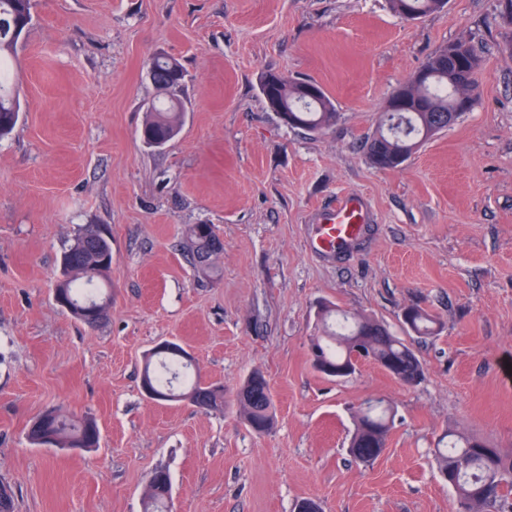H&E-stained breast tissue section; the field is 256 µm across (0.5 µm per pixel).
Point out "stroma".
Masks as SVG:
<instances>
[{"instance_id": "obj_1", "label": "stroma", "mask_w": 512, "mask_h": 512, "mask_svg": "<svg viewBox=\"0 0 512 512\" xmlns=\"http://www.w3.org/2000/svg\"><path fill=\"white\" fill-rule=\"evenodd\" d=\"M502 0H448L414 21L388 0H35L18 43L21 112L0 139V482L13 512H141L149 477L171 478L173 512H452L433 450L451 426L512 453V21ZM482 61L475 106L402 166L365 142L393 90L443 46ZM177 59L184 123L163 148L140 138L157 91L147 60ZM320 84L338 112L294 130L260 94L263 73ZM344 194L369 220L343 253L309 247ZM211 224V275L185 256ZM108 229L105 320L54 300L61 257L86 226ZM383 321L420 359L406 386L378 365L332 381L308 342L321 306ZM437 316L408 333L404 310ZM170 341L202 380L232 393L253 370L274 426L147 398L144 360ZM368 398L395 408L384 452H348ZM51 409L93 418L97 447L35 446ZM402 317L406 328L419 337L436 335L441 327L437 317L419 307L405 309Z\"/></svg>"}]
</instances>
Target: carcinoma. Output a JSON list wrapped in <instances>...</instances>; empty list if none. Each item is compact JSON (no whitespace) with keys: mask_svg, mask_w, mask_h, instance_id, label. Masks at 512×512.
Wrapping results in <instances>:
<instances>
[{"mask_svg":"<svg viewBox=\"0 0 512 512\" xmlns=\"http://www.w3.org/2000/svg\"><path fill=\"white\" fill-rule=\"evenodd\" d=\"M391 9L403 17L418 18L438 11L447 0H389ZM32 0H0V139L14 129L20 112V102L13 90V59L18 41L12 38V29L30 24ZM155 66L154 85L161 97L151 104L149 118L141 130V139L147 146L159 142L168 144L180 132L183 110L179 94L184 83V71L173 58H152ZM481 60L475 49L463 41L453 42L440 49L423 64L434 76L425 84L409 80L401 89L417 103V110L407 113L406 120L386 129L380 127L367 140L370 163L382 170L399 167L396 159L407 158L438 133L456 123L465 111L459 108L464 94H474L471 77L480 73ZM260 93L271 104L279 99L288 106L284 113L286 124L306 132H322L336 122V107L322 86L312 80H296L283 72H267L260 78ZM186 253L189 262L198 271L207 274L211 255L219 246L204 251L206 239H216L214 227L208 232L195 224L186 232ZM62 262L77 271V277L60 283L59 288L70 300L72 315L91 328L98 325L89 305L102 299L97 282L112 266V241L108 232L89 226L75 243L64 252ZM329 307L318 313L323 329L309 338L313 367L322 374L342 380L355 371L353 353L360 348L364 358L373 361L400 382L407 379L419 382L423 368L413 349L393 335L384 324L368 315H346L330 326ZM403 324L419 337L437 334L441 324L437 317L419 307L403 312ZM190 365L175 350L165 352L159 366L147 361L142 378L152 380L157 397L169 400L177 397L173 382L184 378L185 392L193 394L194 404L209 411L222 412L228 404L224 392L215 386L201 383L188 373ZM234 399L240 414L250 429L261 435L273 425L272 394L269 382L248 377ZM395 413L384 400H367L355 411V428L349 443V454L358 462L370 464L386 448L388 433L393 428ZM28 437L32 444L51 437L58 448H69L76 441L91 448L99 443V430L90 418L73 419L52 410L41 415L30 427ZM434 459L441 479L450 487L456 502L467 505L468 512L485 509L502 501L503 490H512V454H507L486 440L463 430L450 428L434 449ZM159 489L160 476L154 472L144 500V512H168Z\"/></svg>","mask_w":512,"mask_h":512,"instance_id":"1","label":"carcinoma"}]
</instances>
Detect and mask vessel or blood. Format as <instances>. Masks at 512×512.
<instances>
[{"instance_id": "vessel-or-blood-1", "label": "vessel or blood", "mask_w": 512, "mask_h": 512, "mask_svg": "<svg viewBox=\"0 0 512 512\" xmlns=\"http://www.w3.org/2000/svg\"><path fill=\"white\" fill-rule=\"evenodd\" d=\"M365 219L363 206L358 199L340 197L318 224L313 247L328 255L346 250L362 235Z\"/></svg>"}]
</instances>
